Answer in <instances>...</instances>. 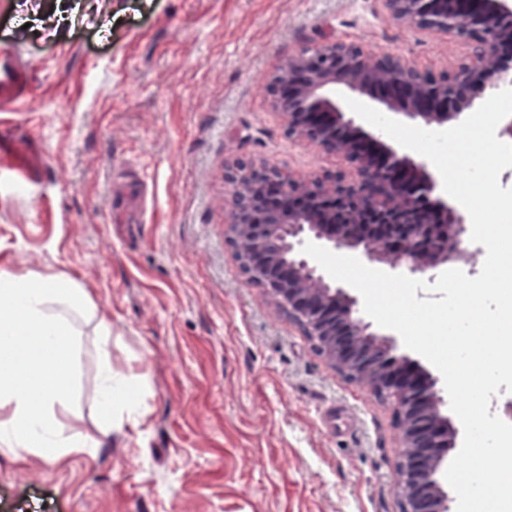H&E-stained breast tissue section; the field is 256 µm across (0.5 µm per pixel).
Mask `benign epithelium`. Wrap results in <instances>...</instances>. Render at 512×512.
Instances as JSON below:
<instances>
[{
	"label": "benign epithelium",
	"instance_id": "obj_1",
	"mask_svg": "<svg viewBox=\"0 0 512 512\" xmlns=\"http://www.w3.org/2000/svg\"><path fill=\"white\" fill-rule=\"evenodd\" d=\"M397 27L455 36L470 55L450 69H421L396 53L374 54L354 42L302 47L270 75L267 92L289 138L341 159L348 170L295 179L265 160L224 165L229 215L225 242L246 282L260 288L352 382L398 402L406 448L397 471L403 512H451L438 482L455 432L440 412L437 381L393 339L370 330L360 300L326 281L302 247L319 242L357 253L409 277L469 261L464 217L448 206L424 159L399 153L367 132L330 97L342 84L379 99L387 110L427 126L472 111L475 100L512 86V0H381Z\"/></svg>",
	"mask_w": 512,
	"mask_h": 512
}]
</instances>
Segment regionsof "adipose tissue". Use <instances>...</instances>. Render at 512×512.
<instances>
[{
    "label": "adipose tissue",
    "instance_id": "adipose-tissue-1",
    "mask_svg": "<svg viewBox=\"0 0 512 512\" xmlns=\"http://www.w3.org/2000/svg\"><path fill=\"white\" fill-rule=\"evenodd\" d=\"M0 305L11 310L0 319V411L7 414L0 420V455L18 463L31 456L61 463L90 452L83 437L58 422L59 393L51 378L71 367L74 316L96 320L103 337L111 334L110 321L85 288L50 270L1 273ZM131 384V376L102 357L94 397L105 427L140 418L139 406L125 398Z\"/></svg>",
    "mask_w": 512,
    "mask_h": 512
}]
</instances>
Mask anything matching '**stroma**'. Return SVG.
<instances>
[{
  "label": "stroma",
  "mask_w": 512,
  "mask_h": 512,
  "mask_svg": "<svg viewBox=\"0 0 512 512\" xmlns=\"http://www.w3.org/2000/svg\"><path fill=\"white\" fill-rule=\"evenodd\" d=\"M31 96L0 126V272L50 267L112 322L80 321L56 415L95 448L0 457V512H399L393 405L345 380L247 285L224 239V165L299 179L336 162L288 139L266 94L289 53L327 39L437 70L461 39L395 27L379 0H12ZM148 379L142 419L104 432L102 352Z\"/></svg>",
  "instance_id": "stroma-1"
}]
</instances>
